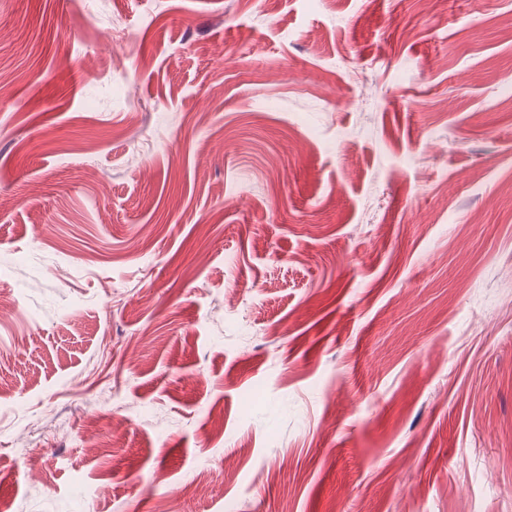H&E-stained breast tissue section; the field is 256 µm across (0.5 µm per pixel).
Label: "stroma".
I'll return each mask as SVG.
<instances>
[{
	"label": "stroma",
	"mask_w": 512,
	"mask_h": 512,
	"mask_svg": "<svg viewBox=\"0 0 512 512\" xmlns=\"http://www.w3.org/2000/svg\"><path fill=\"white\" fill-rule=\"evenodd\" d=\"M110 12L0 0V505L512 512V0Z\"/></svg>",
	"instance_id": "obj_1"
}]
</instances>
